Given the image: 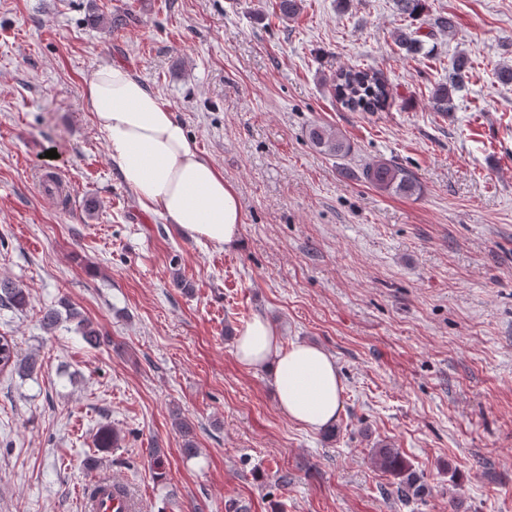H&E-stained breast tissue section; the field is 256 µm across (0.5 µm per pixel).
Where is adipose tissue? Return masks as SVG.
<instances>
[{
	"mask_svg": "<svg viewBox=\"0 0 512 512\" xmlns=\"http://www.w3.org/2000/svg\"><path fill=\"white\" fill-rule=\"evenodd\" d=\"M108 155L146 210L215 246L238 242L244 213L233 186L203 160L185 124L128 67L97 70L83 90ZM244 366L270 377L281 412L309 431L330 427L342 409L335 359L323 349L283 345L257 317L235 339Z\"/></svg>",
	"mask_w": 512,
	"mask_h": 512,
	"instance_id": "1",
	"label": "adipose tissue"
}]
</instances>
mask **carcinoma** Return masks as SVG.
<instances>
[{
	"mask_svg": "<svg viewBox=\"0 0 512 512\" xmlns=\"http://www.w3.org/2000/svg\"><path fill=\"white\" fill-rule=\"evenodd\" d=\"M396 13L402 20H417L424 15L426 0H393ZM428 31L423 33L417 27L411 30L400 29L396 32L395 42L405 55L417 58L432 52L429 40L439 33L449 34L455 28V19L451 14H438L423 20ZM472 69L471 58L467 54L458 55L452 62L448 72V82L437 85L431 94L432 107L437 112L453 110L452 94L462 90ZM334 95L342 106L351 112H378L383 110L391 98L387 83L378 72L359 65L341 68L331 75ZM309 142L319 151L335 157H344L351 152L352 145L348 139L325 124H313L307 130ZM368 184L384 191L412 196L420 191L416 179L405 168L386 161L369 165L362 172ZM29 294L18 284L0 279V306L22 309L28 303ZM60 308H49L45 311L42 321L51 329L61 318V312H67L69 318L77 320V327L83 340L90 346L101 344L104 334L90 321L80 317L70 305L62 300ZM36 360L24 362L16 360L15 347L11 340L0 336V366L15 367L21 371L34 369ZM177 430L183 439V450L191 456L197 448L194 441V429L185 418H178ZM375 463L384 471L398 479L397 493L401 500L408 502L420 495L421 488L411 467L395 448L384 446L373 449Z\"/></svg>",
	"mask_w": 512,
	"mask_h": 512,
	"instance_id": "obj_1",
	"label": "carcinoma"
}]
</instances>
